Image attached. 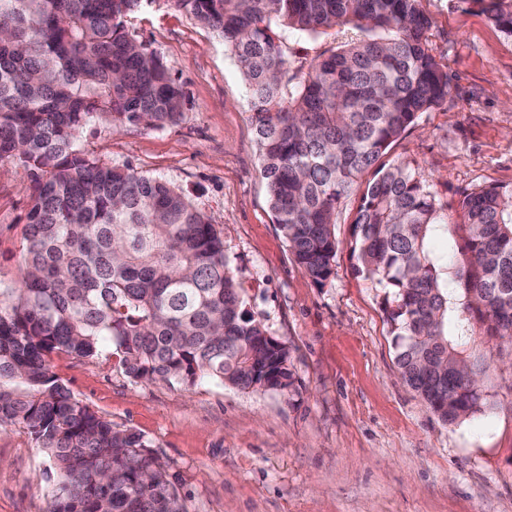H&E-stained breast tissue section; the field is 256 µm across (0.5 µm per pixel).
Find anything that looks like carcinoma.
Instances as JSON below:
<instances>
[{"label": "carcinoma", "mask_w": 512, "mask_h": 512, "mask_svg": "<svg viewBox=\"0 0 512 512\" xmlns=\"http://www.w3.org/2000/svg\"><path fill=\"white\" fill-rule=\"evenodd\" d=\"M142 2L0 0V163L28 173L32 200L19 285L0 288V422L57 472L48 512H187L169 464L74 397L52 355L106 353L136 382L291 385L288 348L245 310L211 218L78 146L96 116L161 128L183 113L163 58L126 29ZM165 2L234 55L275 223L315 285L335 274L336 211L373 175L351 252L388 289L401 378L445 424L483 413L475 326L512 355V187L463 194L450 224L422 172L382 162L451 91L420 0ZM462 2L512 38V0ZM327 33L312 59L293 53Z\"/></svg>", "instance_id": "obj_1"}]
</instances>
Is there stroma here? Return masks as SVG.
Instances as JSON below:
<instances>
[{
    "instance_id": "1",
    "label": "stroma",
    "mask_w": 512,
    "mask_h": 512,
    "mask_svg": "<svg viewBox=\"0 0 512 512\" xmlns=\"http://www.w3.org/2000/svg\"><path fill=\"white\" fill-rule=\"evenodd\" d=\"M430 53L451 92L394 141L386 162L422 171L448 221L479 186H512V39L463 0H420ZM129 32L181 86L180 119L157 129L95 117L88 155L161 179L211 217L246 307L290 353L288 390L134 382L106 356L57 354L72 394L140 433L170 465L187 512H512V363L483 344L489 405L442 424L403 383L385 290L350 252L360 204L339 207L335 274L317 287L273 221L247 86L209 29L146 0ZM27 176L0 165V286L15 287L31 202ZM58 477L19 424L0 425V512H47Z\"/></svg>"
}]
</instances>
